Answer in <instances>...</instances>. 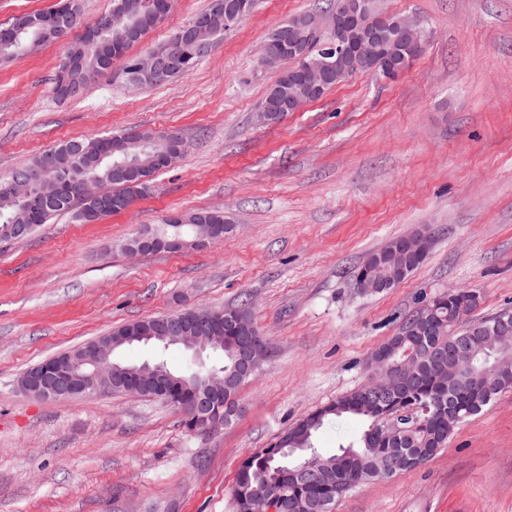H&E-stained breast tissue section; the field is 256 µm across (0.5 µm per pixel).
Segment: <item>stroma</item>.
Instances as JSON below:
<instances>
[{"instance_id":"obj_1","label":"stroma","mask_w":512,"mask_h":512,"mask_svg":"<svg viewBox=\"0 0 512 512\" xmlns=\"http://www.w3.org/2000/svg\"><path fill=\"white\" fill-rule=\"evenodd\" d=\"M210 0H174L134 53ZM324 0H260L194 70L129 89L121 63L59 100V40L0 63V176L60 142L129 127L175 130L180 162L128 211L62 215L0 245V512H236L241 463L308 413L364 384L371 354L421 301L477 292V316L512 309V0H379L428 42L392 81L365 73L276 123L255 107L279 77L259 66L272 30ZM223 209V240L126 254L145 225ZM426 228L424 263L379 294L353 271ZM248 302L270 357L233 421L189 433L181 411L123 393L28 397L22 373L125 323ZM336 512H512V391L458 424L421 467L359 485Z\"/></svg>"}]
</instances>
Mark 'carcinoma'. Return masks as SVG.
<instances>
[{
	"mask_svg": "<svg viewBox=\"0 0 512 512\" xmlns=\"http://www.w3.org/2000/svg\"><path fill=\"white\" fill-rule=\"evenodd\" d=\"M60 2L65 4L62 10L54 6L16 19L12 24L14 43L0 45V60L26 55L75 31L77 35L69 42L55 77L54 91L58 92L59 98L86 95L96 78L111 70L112 63L119 58L123 60L124 76L135 74L136 56L127 55L132 44L123 42L120 33L107 29L91 52H84L80 41L89 22L82 17L80 0ZM158 2L160 0H112V7L120 8L132 24L141 25L150 20L147 27L150 31L171 10L169 5L163 10L158 9ZM204 15L211 19L219 35H224L223 0H212ZM200 60L201 55L192 44H179L168 59L171 69L168 79L190 72ZM165 137L164 133L134 128L108 135L74 138L41 153L13 170L11 175L35 183L64 176L81 167L83 178L96 183L105 195L131 201L142 195L146 185L135 191L128 188L127 179L117 166L119 158L101 151V145L114 138L125 139L127 159L145 167L142 175L150 177L159 172L154 159L166 150ZM94 207L95 202L81 195L75 181L65 183L60 196L34 206L0 193V244L33 234L39 226L60 213L70 212L84 223V213ZM191 224H222L228 228L231 222L222 211L206 210L182 216L179 226L167 220L157 228L162 238L172 239L179 232L182 239L190 242L193 240ZM403 242L404 238H395L383 249L370 254V263L364 269L356 268L353 280L357 282L367 276L380 281L385 290L402 282L424 261L422 256L400 252ZM478 305L477 293L460 289L433 299L436 324L432 329L414 330L420 312L408 315L398 331L379 347L390 363L401 360L408 350L414 353L418 370L410 377L408 390L403 393L383 391L370 375L360 387L299 420L271 447L257 451L239 466L232 489L237 512H248L252 498L259 493L288 496V512H335L338 502L348 494L346 490L336 489V472H346L353 489L380 479L387 465L402 462V471H411L446 447L455 427L482 412L494 399L492 395H483L481 375L473 368L488 358L499 359L496 372L502 391L512 390V346L508 344L502 353L487 356L489 347L499 344V340L489 332L476 329L479 320L463 321V317L472 314ZM232 310L237 313L236 319L231 324H224L222 355L224 378L228 383L224 390V406L218 413L226 424L234 415L235 396L241 386L231 368L244 339L256 330L245 304L234 306ZM149 366L162 369L182 384H192L203 375L201 371L173 369L162 359L149 363ZM411 407L415 408L413 420L400 423L397 433L385 437L375 433L377 413L383 410L396 413ZM344 415L366 420L367 429L358 439L340 446L336 453L319 454L314 447L316 433L327 422ZM312 458L323 461L322 471L312 481L294 475L297 466Z\"/></svg>",
	"mask_w": 512,
	"mask_h": 512,
	"instance_id": "1",
	"label": "carcinoma"
}]
</instances>
